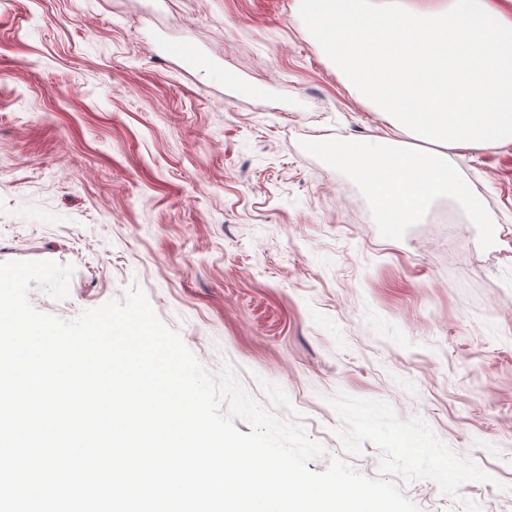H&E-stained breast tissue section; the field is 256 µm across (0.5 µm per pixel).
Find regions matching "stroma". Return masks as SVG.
I'll list each match as a JSON object with an SVG mask.
<instances>
[{"label": "stroma", "instance_id": "stroma-1", "mask_svg": "<svg viewBox=\"0 0 512 512\" xmlns=\"http://www.w3.org/2000/svg\"><path fill=\"white\" fill-rule=\"evenodd\" d=\"M294 0H0V263L74 265L70 319L138 285L209 373L278 384L325 453L328 400L422 417L512 512V144L457 150L486 221L392 230L317 148L381 134ZM210 58L184 71L169 48ZM224 72L216 81L212 70Z\"/></svg>", "mask_w": 512, "mask_h": 512}]
</instances>
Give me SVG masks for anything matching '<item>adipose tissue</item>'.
<instances>
[{
    "instance_id": "adipose-tissue-1",
    "label": "adipose tissue",
    "mask_w": 512,
    "mask_h": 512,
    "mask_svg": "<svg viewBox=\"0 0 512 512\" xmlns=\"http://www.w3.org/2000/svg\"><path fill=\"white\" fill-rule=\"evenodd\" d=\"M293 9L386 122L381 135L325 152L366 188L379 222L417 223L445 197L483 223V201L452 158L512 143V14L496 0H295Z\"/></svg>"
}]
</instances>
